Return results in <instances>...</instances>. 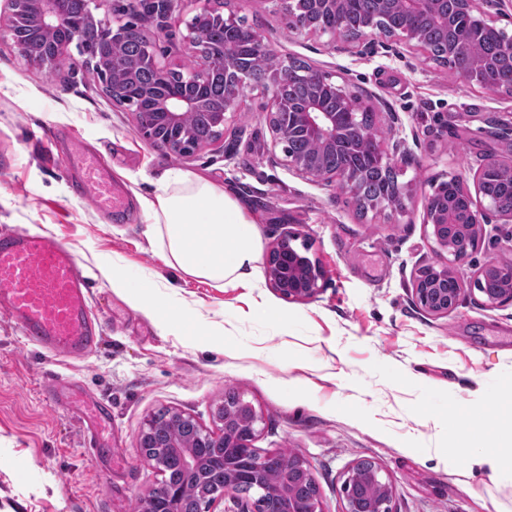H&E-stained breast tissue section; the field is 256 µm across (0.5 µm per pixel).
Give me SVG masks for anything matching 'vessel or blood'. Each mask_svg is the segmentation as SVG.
<instances>
[{
	"instance_id": "obj_1",
	"label": "vessel or blood",
	"mask_w": 512,
	"mask_h": 512,
	"mask_svg": "<svg viewBox=\"0 0 512 512\" xmlns=\"http://www.w3.org/2000/svg\"><path fill=\"white\" fill-rule=\"evenodd\" d=\"M76 166L83 193L96 210L109 213L124 205L99 153L79 150ZM90 290L75 250L52 235L21 229L0 231V310L16 322L27 343L61 359H84L100 343V328L89 306ZM81 413L94 425L89 441L97 447L111 427L109 405L88 396Z\"/></svg>"
}]
</instances>
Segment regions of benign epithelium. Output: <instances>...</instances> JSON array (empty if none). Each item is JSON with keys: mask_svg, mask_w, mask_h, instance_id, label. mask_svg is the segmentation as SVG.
I'll return each instance as SVG.
<instances>
[{"mask_svg": "<svg viewBox=\"0 0 512 512\" xmlns=\"http://www.w3.org/2000/svg\"><path fill=\"white\" fill-rule=\"evenodd\" d=\"M110 0H87L88 8L84 22L93 24L103 31L105 44L100 57L94 66L100 73L105 93L118 106H125L129 101L124 92L111 88L108 84L109 69L123 68L131 78L137 72L150 69L164 73L166 69L159 66L154 44H148L147 50L134 61L126 60L117 50L121 41L129 34L130 28L117 21L112 22L101 17L98 11L107 6ZM222 0H203V5L193 17L190 40L195 47L204 43L201 24L212 19L231 24L235 20L233 14H224L216 7ZM275 5L288 15L289 26L296 32H322L317 22L309 15L300 14L295 10L299 0H272ZM379 5L387 9L394 4L402 6L405 14L411 19L408 26L399 30L364 27L355 32L343 24L329 32L332 40L340 41L347 49L359 48L361 40L378 32L379 37L386 41L405 40L410 48L426 50L420 37L419 28L425 22L448 26L447 0H378ZM11 17L5 26L0 24V41L7 38L18 52L26 59L31 57L30 47L20 39V23L38 30L47 38L72 26L68 14L67 0H9ZM458 9L466 13L489 15L490 10H500L501 0H457ZM242 59L223 46H210L203 54L200 64L189 67L181 72L180 89L170 92L165 85L148 89L144 98L150 102V109L134 107V114L143 138L152 146L162 148L169 153L188 156L196 150L217 143L224 139V132L230 119L237 114V107L251 90V86L239 77ZM304 78L313 85L322 86L328 83L325 75L311 70L301 76L283 64L273 72L266 89L271 94L272 108L267 113V121L272 133V147L281 149L284 162L288 169L296 175L311 181L332 180L352 197L363 210H381L393 206L384 200L365 202L359 198L358 188L348 175L336 170L325 174L319 170L317 163L308 158L292 154L289 144L299 137H307L320 142L326 148L341 145L352 148L360 137V131L344 123L346 113L330 112L321 101L311 96L302 107H297L288 98V85L295 79ZM216 80L224 81V101L214 106L203 97V90ZM201 109L210 110L214 132L207 142L194 140L184 123L185 116ZM405 141L397 137L395 127H390L388 143L380 144L378 155L387 166L393 168L397 160L404 156ZM487 207L471 208L465 213L454 209L448 203L434 207H426L424 224L430 226V235L436 246L448 253V263L441 266L436 277L430 279L422 267L413 280L412 294L419 305L429 314L446 315L458 305L464 292L462 282L455 275V267L469 255L460 249L459 241L469 239L477 243L478 230L481 224L488 222V215L494 214L500 219L512 221V198L500 201L486 199ZM290 238L286 233L267 254V260L277 256L281 259V267L270 271L272 287L285 299L292 301L307 300L314 296L318 289V281L322 276L317 262L302 259L287 251L285 244ZM166 418L183 423L197 432L196 446L199 448H244L249 456L248 465L241 470L240 478L259 485L263 493L269 489L264 483L265 456L252 448V441L257 435V424L261 416L255 408H250V420L243 429L224 430L215 433L204 428L191 415L172 411ZM345 498V512H392L391 502L394 495V483L390 477L382 475V468L374 461L361 459L355 461L345 472L342 484ZM212 503L224 504L222 512H258L257 503L253 499L237 496L227 489L217 496ZM284 512H324L320 497L313 494L303 500L288 496V506Z\"/></svg>", "mask_w": 512, "mask_h": 512, "instance_id": "1", "label": "benign epithelium"}]
</instances>
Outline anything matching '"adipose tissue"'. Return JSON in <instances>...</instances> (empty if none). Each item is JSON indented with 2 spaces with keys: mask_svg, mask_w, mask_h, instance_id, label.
I'll use <instances>...</instances> for the list:
<instances>
[{
  "mask_svg": "<svg viewBox=\"0 0 512 512\" xmlns=\"http://www.w3.org/2000/svg\"><path fill=\"white\" fill-rule=\"evenodd\" d=\"M140 206L158 226L172 267L221 288L254 281L259 236L237 199L204 180L178 175L155 199L141 200ZM471 422V428L463 430L459 446L445 449V461L453 466L463 458L469 467L494 476L512 471L506 449L472 443L473 426L484 422L481 408H474Z\"/></svg>",
  "mask_w": 512,
  "mask_h": 512,
  "instance_id": "ef3b65f1",
  "label": "adipose tissue"
}]
</instances>
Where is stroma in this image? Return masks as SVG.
<instances>
[{
	"label": "stroma",
	"mask_w": 512,
	"mask_h": 512,
	"mask_svg": "<svg viewBox=\"0 0 512 512\" xmlns=\"http://www.w3.org/2000/svg\"><path fill=\"white\" fill-rule=\"evenodd\" d=\"M198 0H177L164 24L143 20L159 65L199 62L188 39ZM259 32L280 61L306 60L395 125L408 153L397 163L411 195L402 207L360 213L335 184L306 180L271 157V96L252 87L223 141L182 158L149 145L132 111L112 103L88 67L47 68L0 43V230L51 234L72 245L89 281L102 341L82 360H62L26 343L0 313V512H139L159 470L140 454L143 422L182 411L209 429L231 387L260 412L259 453L288 450L313 474L324 512H343L342 482L360 459L392 478L393 512H512V480L444 467L482 405L491 431L512 424V305L487 307L465 293L445 315L411 295L425 265L444 262L424 224L434 183L473 184L484 159L512 161V94L466 82L423 52L371 41L360 52L329 35L289 30L271 0H224ZM99 151L123 188L126 213L105 215L81 196L69 134ZM201 177L238 199L263 248L283 232L308 244L321 267L316 294L284 300L266 260L250 286L219 288L170 267L139 204L174 174ZM512 266V223L483 226L457 269L471 281L487 264ZM124 267L129 289L102 274ZM162 282L159 312L133 294ZM272 307L260 318L255 302ZM190 317L188 334H163L161 311ZM105 400L112 446L87 450L79 413L45 393L47 373Z\"/></svg>",
	"instance_id": "1"
}]
</instances>
